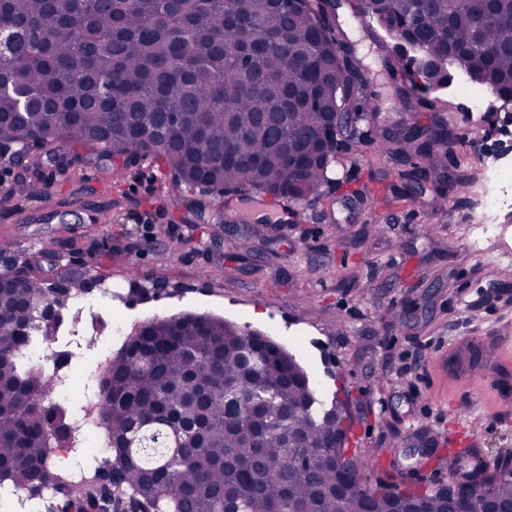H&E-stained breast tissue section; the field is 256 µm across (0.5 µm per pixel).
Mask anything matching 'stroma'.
<instances>
[{
  "instance_id": "obj_1",
  "label": "stroma",
  "mask_w": 512,
  "mask_h": 512,
  "mask_svg": "<svg viewBox=\"0 0 512 512\" xmlns=\"http://www.w3.org/2000/svg\"><path fill=\"white\" fill-rule=\"evenodd\" d=\"M330 20L367 68L366 129L409 126L415 112L386 63L393 40L360 20L358 0H338ZM438 97L468 180L445 186L444 207L431 190L413 201L348 197L336 178L370 189L399 182V164L357 141L340 142L331 182L276 233L260 194L234 193L241 224L225 215L223 194L174 187L155 165L118 177L109 163L69 154L42 162L31 190L0 202V267L62 281L85 272L113 292L100 312L107 329L193 312L270 336L353 418L364 484L394 474L437 488L462 470L493 468L512 457V405L479 377L478 398L461 396L453 371L435 363L464 337L512 336V255L468 247L469 219L490 188L485 160L468 147L494 152L512 139L464 112L457 87ZM449 431L463 454L443 444Z\"/></svg>"
}]
</instances>
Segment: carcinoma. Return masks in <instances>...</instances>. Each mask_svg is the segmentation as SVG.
Masks as SVG:
<instances>
[{
  "mask_svg": "<svg viewBox=\"0 0 512 512\" xmlns=\"http://www.w3.org/2000/svg\"><path fill=\"white\" fill-rule=\"evenodd\" d=\"M398 41L395 65L424 108L454 80L448 55L496 95L512 97V0H368ZM326 0H0V141L53 152L86 148L130 165L150 157L175 185L232 186L288 201L315 194L335 162L320 131L370 111L365 69L348 40L328 35ZM428 83L412 85L419 63ZM407 163L408 185H443L441 120L370 139ZM46 290L25 282L0 299V480L41 497L48 436L71 441L69 408L51 409L49 377L23 356L60 344ZM100 405L112 437V495L59 481L46 512H451L455 484L422 489L403 479L359 486L336 438L353 420L323 412L296 357L270 337L206 314L142 325L112 358ZM503 462L477 470L497 501L512 503Z\"/></svg>",
  "mask_w": 512,
  "mask_h": 512,
  "instance_id": "obj_1",
  "label": "carcinoma"
}]
</instances>
